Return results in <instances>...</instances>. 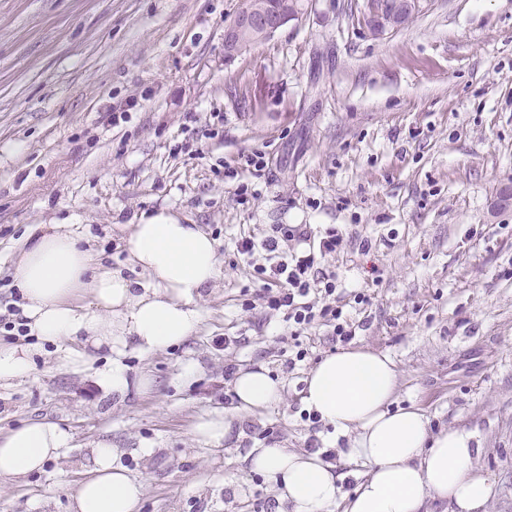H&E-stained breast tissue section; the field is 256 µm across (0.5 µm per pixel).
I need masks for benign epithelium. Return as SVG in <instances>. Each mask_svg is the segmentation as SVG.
I'll return each mask as SVG.
<instances>
[{
	"instance_id": "benign-epithelium-1",
	"label": "benign epithelium",
	"mask_w": 512,
	"mask_h": 512,
	"mask_svg": "<svg viewBox=\"0 0 512 512\" xmlns=\"http://www.w3.org/2000/svg\"><path fill=\"white\" fill-rule=\"evenodd\" d=\"M419 0H401L399 10L390 11L382 2L364 0L360 23L374 35L398 28V11L412 13ZM301 9L288 0H247L234 20L224 26V60L232 62L251 50L254 42H266L289 21L298 18Z\"/></svg>"
}]
</instances>
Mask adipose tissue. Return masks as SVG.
Segmentation results:
<instances>
[{
  "mask_svg": "<svg viewBox=\"0 0 512 512\" xmlns=\"http://www.w3.org/2000/svg\"><path fill=\"white\" fill-rule=\"evenodd\" d=\"M128 230L130 263L144 282L101 269L67 224L35 235L14 269L21 314L34 336L79 343L71 354L76 365L85 363L86 347L107 349L112 368L100 383L118 393L129 387L127 349L149 355L192 336L202 319L197 301L220 275L215 238L177 214L144 212ZM81 288L89 289L90 306L74 303ZM397 382L394 359L362 347L324 357L306 380L307 411L349 439L344 467L366 468L353 495L343 496L342 471L315 453L254 448L245 458L248 469L266 477L287 512H423L429 503L442 512H488L475 431L462 426L435 433L420 407L392 408ZM234 393L236 413L254 414L278 402L282 388L257 367L237 374ZM70 441L68 430L48 420L12 428L0 435V480L44 469ZM93 455V468L71 495L73 512H135L143 482L128 475L110 442H98Z\"/></svg>",
  "mask_w": 512,
  "mask_h": 512,
  "instance_id": "ef3b65f1",
  "label": "adipose tissue"
}]
</instances>
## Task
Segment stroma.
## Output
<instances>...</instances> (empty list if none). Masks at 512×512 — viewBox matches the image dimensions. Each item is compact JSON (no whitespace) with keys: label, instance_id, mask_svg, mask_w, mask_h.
<instances>
[{"label":"stroma","instance_id":"1","mask_svg":"<svg viewBox=\"0 0 512 512\" xmlns=\"http://www.w3.org/2000/svg\"><path fill=\"white\" fill-rule=\"evenodd\" d=\"M304 3L228 63L224 27L245 0H0V314L22 302L14 260L53 224L75 225L123 270L127 224L167 210L218 240L221 269L193 336L127 351L126 392L97 383L107 350L77 368L48 343L27 378L0 387V434L50 418L72 436L43 471L0 483V512H70L104 438L145 484L137 512H279L243 463L265 433L289 448L346 447L301 415L310 371L339 343L306 331L308 356L288 369L282 315L241 306L261 283L235 242L270 224L342 229L324 266L338 290L374 297L353 316L352 346L396 361L395 406L421 407L436 430L476 431L490 512H512V0H420L380 38L358 25L357 0ZM254 152L268 167L244 169ZM229 362L264 367L283 396L215 444L194 427L233 410Z\"/></svg>","mask_w":512,"mask_h":512}]
</instances>
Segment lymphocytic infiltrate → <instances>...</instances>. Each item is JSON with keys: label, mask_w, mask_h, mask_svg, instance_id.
I'll return each instance as SVG.
<instances>
[{"label": "lymphocytic infiltrate", "mask_w": 512, "mask_h": 512, "mask_svg": "<svg viewBox=\"0 0 512 512\" xmlns=\"http://www.w3.org/2000/svg\"><path fill=\"white\" fill-rule=\"evenodd\" d=\"M291 241L295 249L282 251V244ZM342 243L343 233L336 227H327L315 237L302 224H272L262 240L251 236L238 240L237 254L263 284L265 308L282 313L291 339L320 325L330 328L333 341L346 344L354 337L348 309L368 306L372 298L361 292L347 297L337 294L335 272L321 265Z\"/></svg>", "instance_id": "lymphocytic-infiltrate-1"}]
</instances>
